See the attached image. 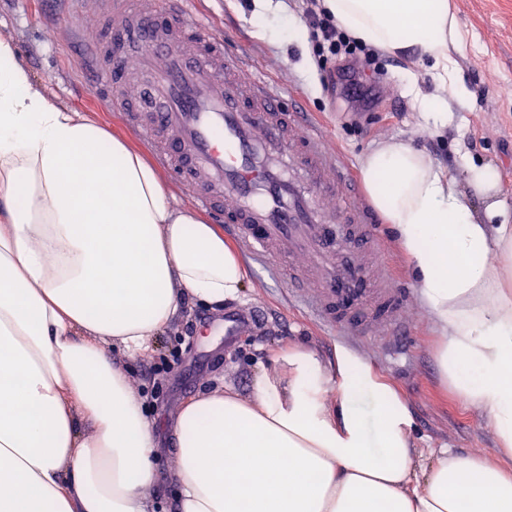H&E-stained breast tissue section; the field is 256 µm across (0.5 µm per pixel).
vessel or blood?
<instances>
[{"mask_svg": "<svg viewBox=\"0 0 512 512\" xmlns=\"http://www.w3.org/2000/svg\"><path fill=\"white\" fill-rule=\"evenodd\" d=\"M70 19L88 47L79 66L107 110L155 147L200 208L223 213L248 257L294 260L284 285L308 316L358 338L404 325L401 289L375 273L382 233L347 168L241 51L206 35L186 0H97ZM263 324L259 308L225 311V345Z\"/></svg>", "mask_w": 512, "mask_h": 512, "instance_id": "obj_1", "label": "vessel or blood"}]
</instances>
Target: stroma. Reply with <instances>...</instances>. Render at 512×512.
Listing matches in <instances>:
<instances>
[{
	"mask_svg": "<svg viewBox=\"0 0 512 512\" xmlns=\"http://www.w3.org/2000/svg\"><path fill=\"white\" fill-rule=\"evenodd\" d=\"M451 5L463 36L456 76L469 96L452 104L447 126L437 130L425 123L421 98L443 96L447 90L436 84L429 63L381 54L380 73L371 81L372 103L366 107L351 100L342 85L323 82L303 18L305 0H192L193 12L208 18L210 35L246 49L253 69L284 103L302 99L352 176H360L361 160L372 148L403 139L459 180L465 160L491 165L499 174L502 198L512 204V0H451ZM68 10L67 0H0V38L16 42L20 62L59 103L140 146L118 115L88 95L77 65L83 48L61 37ZM242 265L244 288L237 302L264 307L267 329L240 337L232 351H225L223 337L208 329L223 322V311L190 300L147 351L115 358L134 392L141 393L150 384L147 367L169 360L173 352L182 355L183 364L168 377L163 396L141 400L155 424L157 480L145 490L153 512H177L172 428L183 405L220 387L250 399L256 375L272 368L274 357L287 349L313 353L331 377L338 355L348 353L386 381L412 418L415 467L429 464L442 448L498 460L496 433L484 410L461 402L440 376L436 351L441 335L411 288L408 259L393 233L385 235L384 271L410 291L408 329L395 339L407 351L400 360L390 358L374 340L346 344L337 333L308 323L268 264L246 257Z\"/></svg>",
	"mask_w": 512,
	"mask_h": 512,
	"instance_id": "stroma-1",
	"label": "stroma"
}]
</instances>
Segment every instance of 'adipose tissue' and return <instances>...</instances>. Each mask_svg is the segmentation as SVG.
<instances>
[{
  "instance_id": "1",
  "label": "adipose tissue",
  "mask_w": 512,
  "mask_h": 512,
  "mask_svg": "<svg viewBox=\"0 0 512 512\" xmlns=\"http://www.w3.org/2000/svg\"><path fill=\"white\" fill-rule=\"evenodd\" d=\"M323 8L363 42L432 59L450 94L426 100L425 117L447 126L467 97L449 0ZM361 174L445 336L442 377L512 459V206L496 170L469 162L460 181L392 140ZM243 281L214 225L174 206L139 151L59 104L0 39V512H149L155 426L109 349L146 351L185 299L220 306ZM281 362L284 376L259 372L250 399L219 390L184 404L178 512H512V469L444 449L415 473L407 409L349 356L333 381L311 353Z\"/></svg>"
}]
</instances>
